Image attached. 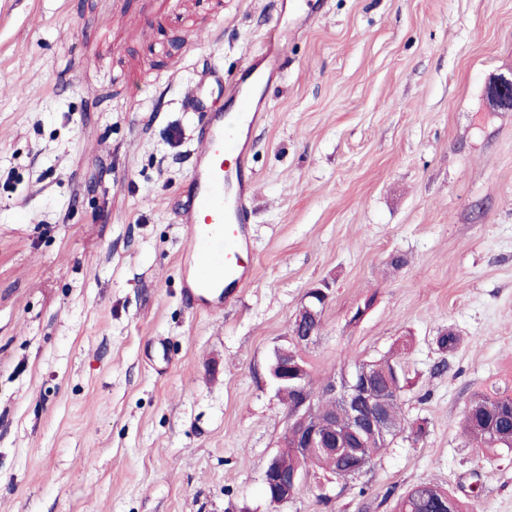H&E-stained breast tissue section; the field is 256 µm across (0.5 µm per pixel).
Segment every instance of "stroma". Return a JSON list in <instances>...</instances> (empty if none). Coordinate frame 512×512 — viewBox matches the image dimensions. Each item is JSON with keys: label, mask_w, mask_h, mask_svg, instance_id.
I'll use <instances>...</instances> for the list:
<instances>
[{"label": "stroma", "mask_w": 512, "mask_h": 512, "mask_svg": "<svg viewBox=\"0 0 512 512\" xmlns=\"http://www.w3.org/2000/svg\"><path fill=\"white\" fill-rule=\"evenodd\" d=\"M293 5L0 0V512H394L422 483L512 512V456L461 429L512 385V111L484 95L512 70V0H323L253 133L254 280L219 315L184 299L181 101L218 71L226 105ZM322 284L314 380L405 346L426 435L275 509L269 363Z\"/></svg>", "instance_id": "stroma-1"}]
</instances>
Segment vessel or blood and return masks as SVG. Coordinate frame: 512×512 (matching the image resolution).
Instances as JSON below:
<instances>
[{
	"instance_id": "b4317fda",
	"label": "vessel or blood",
	"mask_w": 512,
	"mask_h": 512,
	"mask_svg": "<svg viewBox=\"0 0 512 512\" xmlns=\"http://www.w3.org/2000/svg\"><path fill=\"white\" fill-rule=\"evenodd\" d=\"M278 44V36L270 35L261 54L269 69L247 63L233 84L237 108L232 116L211 109L199 86L182 102L185 111L198 116L200 145L192 161L186 202L178 213L180 222L192 227L183 254L184 296L195 306L214 296L231 298L254 276L248 207L254 182L251 134L264 118L265 101L256 90L272 81L281 67Z\"/></svg>"
}]
</instances>
